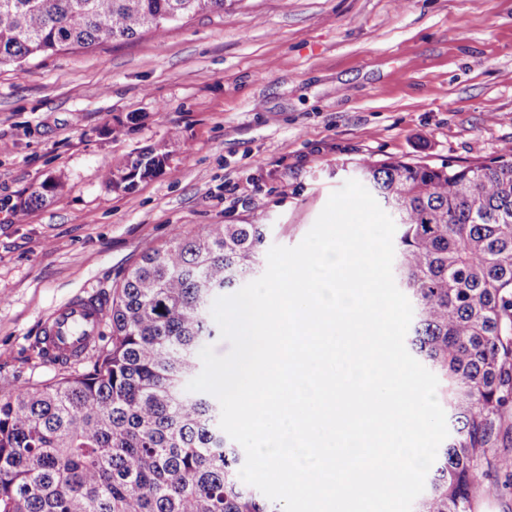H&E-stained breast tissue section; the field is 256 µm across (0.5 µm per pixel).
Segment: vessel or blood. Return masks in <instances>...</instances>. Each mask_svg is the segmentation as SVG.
I'll return each mask as SVG.
<instances>
[{
    "label": "vessel or blood",
    "instance_id": "1",
    "mask_svg": "<svg viewBox=\"0 0 512 512\" xmlns=\"http://www.w3.org/2000/svg\"><path fill=\"white\" fill-rule=\"evenodd\" d=\"M106 305L95 295L79 296L53 309L42 320L39 341L49 360L81 359L103 332Z\"/></svg>",
    "mask_w": 512,
    "mask_h": 512
}]
</instances>
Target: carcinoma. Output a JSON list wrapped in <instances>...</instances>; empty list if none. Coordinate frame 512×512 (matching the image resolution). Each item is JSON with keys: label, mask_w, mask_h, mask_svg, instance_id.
Instances as JSON below:
<instances>
[{"label": "carcinoma", "mask_w": 512, "mask_h": 512, "mask_svg": "<svg viewBox=\"0 0 512 512\" xmlns=\"http://www.w3.org/2000/svg\"><path fill=\"white\" fill-rule=\"evenodd\" d=\"M226 0H0V67L75 46L164 35ZM166 145L106 174L114 190L163 171ZM360 180L396 225L395 283L409 345L438 378L452 429L412 512H474L512 410V150L429 166L362 157ZM265 224H208L146 249L112 288L101 344L82 368L0 395V512H280L239 476L220 404L189 392L207 309L255 278Z\"/></svg>", "instance_id": "cac0c4a2"}]
</instances>
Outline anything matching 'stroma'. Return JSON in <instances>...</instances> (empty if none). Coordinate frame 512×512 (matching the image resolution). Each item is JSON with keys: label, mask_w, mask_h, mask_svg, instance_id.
<instances>
[{"label": "stroma", "mask_w": 512, "mask_h": 512, "mask_svg": "<svg viewBox=\"0 0 512 512\" xmlns=\"http://www.w3.org/2000/svg\"><path fill=\"white\" fill-rule=\"evenodd\" d=\"M163 140L162 174L106 187ZM511 144L512 0H235L161 37L2 69L0 379L63 373L36 348L43 316L111 294L148 247L239 223L292 247L342 164L467 165Z\"/></svg>", "instance_id": "obj_1"}]
</instances>
